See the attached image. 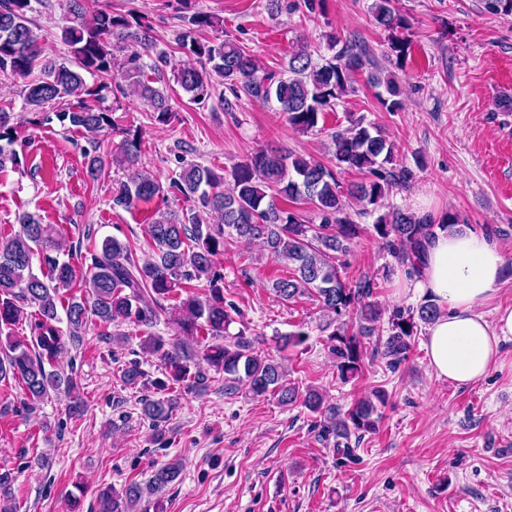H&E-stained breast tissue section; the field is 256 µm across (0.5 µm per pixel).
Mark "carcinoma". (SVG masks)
Here are the masks:
<instances>
[{
    "label": "carcinoma",
    "instance_id": "1",
    "mask_svg": "<svg viewBox=\"0 0 512 512\" xmlns=\"http://www.w3.org/2000/svg\"><path fill=\"white\" fill-rule=\"evenodd\" d=\"M485 9L504 18H512V0H484ZM322 0H266L271 14H291L304 10L309 14L322 9ZM65 24L61 40L68 56L48 59L43 56L36 25L28 17L31 0H0V72L35 79L23 90V121L42 125L52 118L87 135L83 148L85 173L92 182L104 171L118 166L127 171L112 180V208L138 209L158 197H173L180 207L155 209L149 217L147 232L154 245V257L138 264L130 245L115 237L106 238L101 248L88 251L90 264L81 284H76L71 260L77 256L74 246L53 224L42 223L40 215L24 211L17 216L19 232L0 237V333L8 331L7 352L0 359V378L18 379L31 404L50 394H62L70 400L69 412L81 415L80 379L77 375L54 369L67 344L80 342L83 331L92 325L109 326L129 323L152 328L158 321L161 301L175 299L178 326L183 336L203 345L202 354L180 340H167L149 334L141 341L164 370L165 379L153 382L164 391L172 383L203 389L207 375L200 362L231 383H243L255 396L272 395L282 406L302 402L320 416L318 437L349 453L351 437L375 430L379 421L377 404L383 396L356 402L344 415L325 405L323 395L308 389L300 393L288 382L284 365L274 357L255 351L249 329L241 325L230 332L239 314L232 303L224 301V273L218 256L224 252V237L235 236L260 243L267 256L288 268V274L268 282V288L282 301L308 295L315 298L329 320L323 326L331 330V353L341 379L356 376L362 369V339L372 335L382 316L378 305L368 301L371 279L349 283L343 277L344 263L338 255L350 252L361 236L362 227L346 211V199L361 205V214L376 216L374 230L388 253L406 274L414 271V259L437 232H446L460 223L447 213L436 220L429 214L418 215L393 207L383 211L384 200L395 188L409 187L412 171L398 163L395 145L381 129L359 117L349 127L329 134L333 166L310 156L289 154L273 148L256 149L224 172L220 167L179 161L180 171L162 184L152 174L139 169L141 133L123 131L118 151L110 157L100 152L98 139L118 124L112 110L101 106L104 92L114 88L124 97L146 101L155 122L168 125L177 118L173 98L156 87L163 79L170 53L158 48L143 19L131 12L114 13L100 8L88 14L83 0H65ZM371 14L375 24L388 32V48L401 65L410 49L405 35L408 20L396 8V0H374ZM189 27L176 35L179 52L187 64L174 73V80L189 95V101L205 106L219 84L232 98L219 94L220 103L232 106V100L276 102L288 125L300 133L325 129L327 113L348 93L354 91L355 72L373 64L366 49L353 39L328 36L329 49L337 52L325 63L312 62L306 46L298 44L288 60L289 76L260 67L255 56L247 53L236 40L221 30L220 19L203 12L192 14ZM214 30L211 37L201 32ZM98 75L106 81L93 86L84 74ZM115 84H110V81ZM376 84L381 79L373 77ZM383 84L389 98L382 99L390 112L402 109L399 89L388 79ZM73 98L76 104L67 111L50 116L47 105ZM18 123L12 113L0 108V173L19 169ZM356 169L366 175L360 184L341 185L337 173ZM311 204L320 223L307 224L288 203ZM39 259L40 273L33 270ZM203 283L202 297L189 291L193 283ZM83 294L63 301V294L75 286ZM33 303L38 317L30 325V338L17 339L11 326L23 317L22 304ZM66 319H61L59 311ZM358 316L357 328L349 329L343 317ZM439 308L423 300L418 309L395 306L389 310L388 336L376 348V354L396 368L408 358L410 339L416 321L430 323ZM67 324V330L59 327ZM308 339L298 329L276 337L279 351L296 348ZM145 377L138 361L121 369L125 386L136 387ZM142 416L157 428L166 422L176 407L170 398H144ZM181 474L178 463L155 468L144 484L131 482L121 490L106 487L99 491L97 512H136L145 496L154 498L161 508L163 493Z\"/></svg>",
    "mask_w": 512,
    "mask_h": 512
}]
</instances>
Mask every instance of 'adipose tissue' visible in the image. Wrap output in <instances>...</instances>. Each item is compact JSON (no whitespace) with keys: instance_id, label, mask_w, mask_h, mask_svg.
Masks as SVG:
<instances>
[{"instance_id":"obj_1","label":"adipose tissue","mask_w":512,"mask_h":512,"mask_svg":"<svg viewBox=\"0 0 512 512\" xmlns=\"http://www.w3.org/2000/svg\"><path fill=\"white\" fill-rule=\"evenodd\" d=\"M503 253L484 231L455 229L438 233L418 260L417 275L399 291L436 304L440 315L426 330L424 346L436 377L457 386L487 375L502 343L512 341V306L494 317L482 308L498 295Z\"/></svg>"}]
</instances>
